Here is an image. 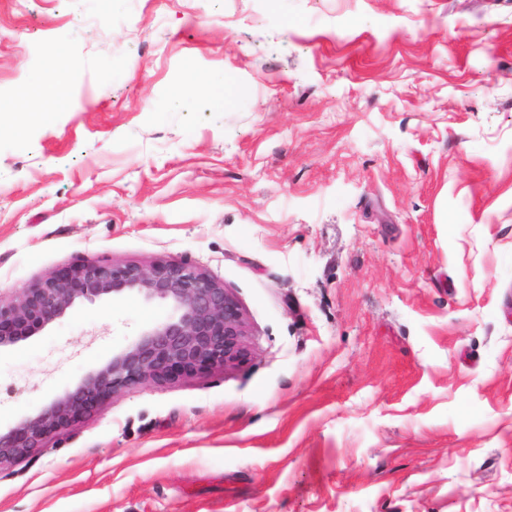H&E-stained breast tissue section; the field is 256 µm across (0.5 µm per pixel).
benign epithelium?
<instances>
[{
  "label": "benign epithelium",
  "instance_id": "7a95c632",
  "mask_svg": "<svg viewBox=\"0 0 512 512\" xmlns=\"http://www.w3.org/2000/svg\"><path fill=\"white\" fill-rule=\"evenodd\" d=\"M126 290L147 301L167 302L173 314L146 328L128 349L86 376L74 391L0 433V465L44 447L72 418L108 395L214 366L228 368L247 355V322L235 296L201 269L174 260L149 267L131 263L77 266L16 296L0 295V348L29 339L79 301L94 302Z\"/></svg>",
  "mask_w": 512,
  "mask_h": 512
}]
</instances>
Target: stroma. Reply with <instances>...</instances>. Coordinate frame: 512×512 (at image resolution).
Returning a JSON list of instances; mask_svg holds the SVG:
<instances>
[{
  "label": "stroma",
  "mask_w": 512,
  "mask_h": 512,
  "mask_svg": "<svg viewBox=\"0 0 512 512\" xmlns=\"http://www.w3.org/2000/svg\"><path fill=\"white\" fill-rule=\"evenodd\" d=\"M23 3L0 295L174 260L249 335L0 465V512H512V0ZM64 57L68 107L16 132ZM171 313L126 291L0 348V431Z\"/></svg>",
  "instance_id": "35a3bbf8"
}]
</instances>
